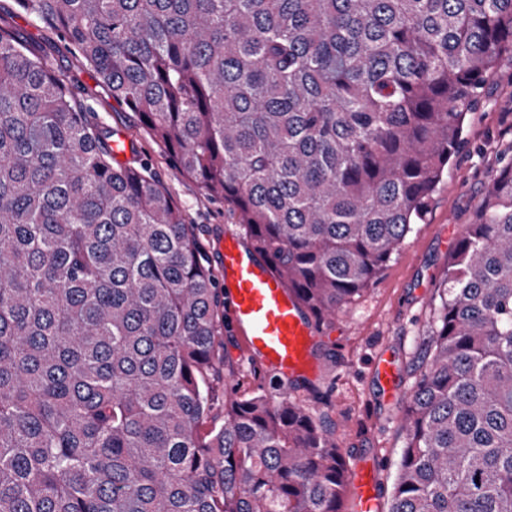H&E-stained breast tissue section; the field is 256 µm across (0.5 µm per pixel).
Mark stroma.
<instances>
[{
    "mask_svg": "<svg viewBox=\"0 0 512 512\" xmlns=\"http://www.w3.org/2000/svg\"><path fill=\"white\" fill-rule=\"evenodd\" d=\"M43 53L65 81L73 104L105 141L129 140L120 163L147 169L181 208L204 247V259L221 275L225 238L244 239L238 213L209 197L200 184L178 171L177 160L144 129L137 113L113 100L97 74L71 52L58 33L0 0V24ZM512 161V55L504 54L479 89L465 118L461 144L437 184L422 221L412 225L378 277L346 304L332 322L316 328L313 378L293 382L253 358L243 337L225 332L223 353L235 368L238 396L256 393L305 402L313 415L327 416L347 472L373 462L382 500H389L404 447L402 418L427 350L448 258L462 225L473 223L477 206L498 170ZM395 366L402 396L393 399L380 383L379 359Z\"/></svg>",
    "mask_w": 512,
    "mask_h": 512,
    "instance_id": "stroma-1",
    "label": "stroma"
}]
</instances>
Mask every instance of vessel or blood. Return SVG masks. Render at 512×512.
I'll use <instances>...</instances> for the list:
<instances>
[{"mask_svg": "<svg viewBox=\"0 0 512 512\" xmlns=\"http://www.w3.org/2000/svg\"><path fill=\"white\" fill-rule=\"evenodd\" d=\"M222 272L227 314L242 333L248 353L292 380L315 375V321L269 262L228 238ZM353 483L355 512H381L374 466H364Z\"/></svg>", "mask_w": 512, "mask_h": 512, "instance_id": "b4317fda", "label": "vessel or blood"}]
</instances>
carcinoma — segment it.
Returning a JSON list of instances; mask_svg holds the SVG:
<instances>
[{"label":"carcinoma","mask_w":512,"mask_h":512,"mask_svg":"<svg viewBox=\"0 0 512 512\" xmlns=\"http://www.w3.org/2000/svg\"><path fill=\"white\" fill-rule=\"evenodd\" d=\"M232 204L320 321L368 287L512 53V0H15ZM192 225L0 27V512H342L301 402L241 398ZM388 512H512V162L448 258Z\"/></svg>","instance_id":"carcinoma-1"}]
</instances>
